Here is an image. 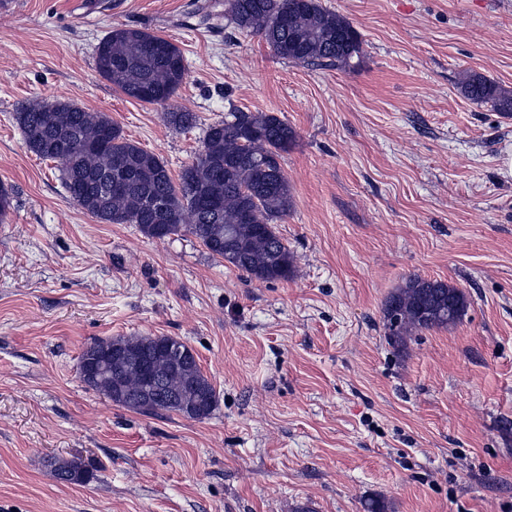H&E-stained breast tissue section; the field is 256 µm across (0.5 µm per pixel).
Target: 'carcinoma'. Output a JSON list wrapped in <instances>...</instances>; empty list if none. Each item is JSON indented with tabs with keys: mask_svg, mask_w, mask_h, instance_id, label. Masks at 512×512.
Returning a JSON list of instances; mask_svg holds the SVG:
<instances>
[{
	"mask_svg": "<svg viewBox=\"0 0 512 512\" xmlns=\"http://www.w3.org/2000/svg\"><path fill=\"white\" fill-rule=\"evenodd\" d=\"M224 18L249 35L262 37L284 60L307 66L346 68L361 57V35L341 15L319 0H224ZM98 73L130 98L162 109L165 124L194 128L198 115L173 104L187 77L181 50L169 40L134 27H116L99 42ZM469 100L512 114V91L471 72L459 82ZM32 154L57 163L67 195L76 206L106 224H135L148 237L164 239L188 233L207 250L238 270L262 281L286 279L293 255L276 230L292 206V189L280 160L296 142V132L271 112H229L209 125L201 153L185 166L179 180L165 162L131 140L104 112H89L61 100H31L15 113ZM120 188L111 189L109 184ZM160 200L157 209L152 201ZM457 300L448 314V296ZM467 309L465 295L438 280L409 277L384 306L390 343L405 346L406 337L455 324ZM169 336L108 338L129 350L154 354ZM157 407L143 409L137 397L140 372L130 364L108 367L95 390L135 412H174L204 419L217 402L214 386L195 358L179 368L155 358ZM56 476L84 483L90 471L62 462Z\"/></svg>",
	"mask_w": 512,
	"mask_h": 512,
	"instance_id": "obj_1",
	"label": "carcinoma"
}]
</instances>
